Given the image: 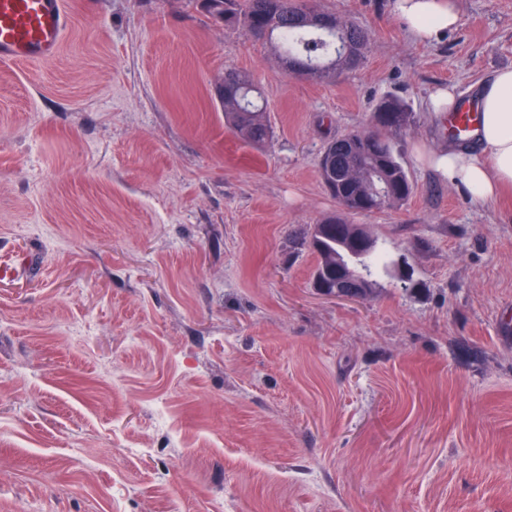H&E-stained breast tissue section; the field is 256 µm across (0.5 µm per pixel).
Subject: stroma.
I'll list each match as a JSON object with an SVG mask.
<instances>
[{
    "label": "stroma",
    "mask_w": 512,
    "mask_h": 512,
    "mask_svg": "<svg viewBox=\"0 0 512 512\" xmlns=\"http://www.w3.org/2000/svg\"><path fill=\"white\" fill-rule=\"evenodd\" d=\"M45 65L0 62V512H512V188L474 204L417 159L428 106L512 66V0L414 40L393 0H320L371 36L293 76L209 0H64ZM251 74L274 137L224 122ZM413 180L351 216L411 276L311 285L318 162L387 95Z\"/></svg>",
    "instance_id": "35a3bbf8"
}]
</instances>
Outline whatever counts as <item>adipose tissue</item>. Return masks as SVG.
Here are the masks:
<instances>
[{
  "mask_svg": "<svg viewBox=\"0 0 512 512\" xmlns=\"http://www.w3.org/2000/svg\"><path fill=\"white\" fill-rule=\"evenodd\" d=\"M395 12L410 35L426 42L456 27L457 0H395ZM479 124L471 147L431 151L426 162L450 182L462 185L474 203L492 201L512 185V67L496 71L477 94Z\"/></svg>",
  "mask_w": 512,
  "mask_h": 512,
  "instance_id": "adipose-tissue-1",
  "label": "adipose tissue"
}]
</instances>
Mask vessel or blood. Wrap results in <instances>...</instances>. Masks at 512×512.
<instances>
[{"mask_svg": "<svg viewBox=\"0 0 512 512\" xmlns=\"http://www.w3.org/2000/svg\"><path fill=\"white\" fill-rule=\"evenodd\" d=\"M67 28L64 0H0V61L40 64L56 59ZM477 112L463 102L448 115V134L470 138Z\"/></svg>", "mask_w": 512, "mask_h": 512, "instance_id": "vessel-or-blood-1", "label": "vessel or blood"}]
</instances>
